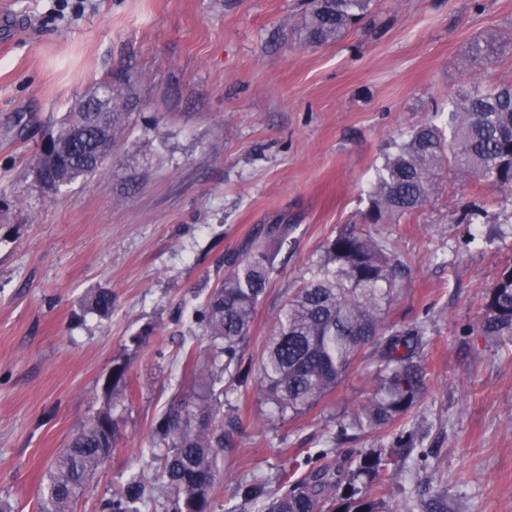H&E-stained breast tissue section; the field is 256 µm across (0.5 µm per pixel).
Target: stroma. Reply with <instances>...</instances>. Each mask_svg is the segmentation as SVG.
I'll list each match as a JSON object with an SVG mask.
<instances>
[{"label": "stroma", "instance_id": "obj_1", "mask_svg": "<svg viewBox=\"0 0 512 512\" xmlns=\"http://www.w3.org/2000/svg\"><path fill=\"white\" fill-rule=\"evenodd\" d=\"M304 0H0V501L41 512L48 468L104 406L112 456L73 512L150 465L152 424L196 378L183 359L212 347L197 310L270 224L294 228L242 344L257 364L289 294L327 238L365 223L375 170L417 127L444 125L474 85L512 83V0H374L339 39L294 41ZM490 39L479 65L474 43ZM119 71L137 107L97 175L49 197L33 154L75 103ZM404 268L386 325L428 345L410 447L369 433L335 440L337 415L370 392L361 362L306 415L278 417L228 391L236 418L214 512H258L294 462L378 449L394 507L512 512V340L481 324L512 268V193L442 180L415 215L369 226ZM112 293L110 314L86 306ZM127 397L107 399L114 360Z\"/></svg>", "mask_w": 512, "mask_h": 512}]
</instances>
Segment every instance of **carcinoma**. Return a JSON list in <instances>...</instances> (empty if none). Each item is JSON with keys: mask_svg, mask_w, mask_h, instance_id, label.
Returning a JSON list of instances; mask_svg holds the SVG:
<instances>
[{"mask_svg": "<svg viewBox=\"0 0 512 512\" xmlns=\"http://www.w3.org/2000/svg\"><path fill=\"white\" fill-rule=\"evenodd\" d=\"M298 23L300 43L322 45L341 37L368 10L372 0H309ZM134 80L117 73L81 97L55 133L34 153L55 190L102 170L108 150L124 130L132 106ZM512 190V84L479 86L450 103L448 128L429 124L386 155L369 194L368 223L410 217L429 199L439 176ZM293 228L271 224L264 237L282 245ZM272 264L263 245L231 263L203 302L197 320L213 346L210 361L197 368L198 388L175 396L154 421L151 458L160 465L140 469L112 491L104 512H144L152 504L149 488L164 482L170 512H212L218 463L233 447L224 429V376L252 388L282 418L309 413L332 394L355 364L376 367L367 399L336 421L338 433L354 438L387 430L402 439L401 420L424 391L420 352L422 328H386L383 314L400 274L390 245L368 229L344 230L327 239L320 258L308 267L303 284L281 309L267 336L257 369L240 356L256 308L270 281ZM88 306L112 310V292L100 290ZM482 331L512 338V272L492 292ZM127 368L112 366L106 395H126ZM117 433L111 410L99 411L55 459L42 487V512H71L88 484L108 461ZM381 453L348 458L343 478L330 464L312 467L288 489L262 494V512H397L380 487Z\"/></svg>", "mask_w": 512, "mask_h": 512, "instance_id": "1", "label": "carcinoma"}]
</instances>
